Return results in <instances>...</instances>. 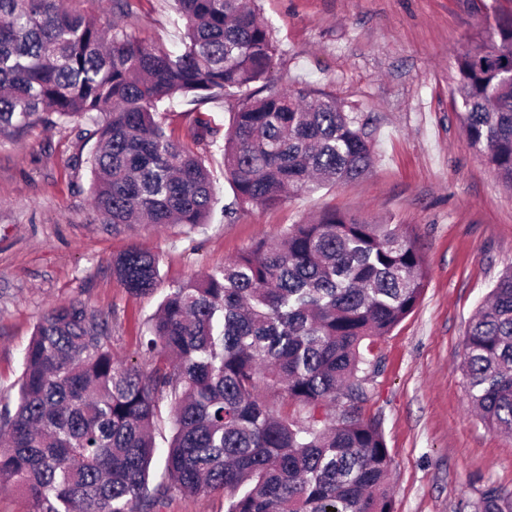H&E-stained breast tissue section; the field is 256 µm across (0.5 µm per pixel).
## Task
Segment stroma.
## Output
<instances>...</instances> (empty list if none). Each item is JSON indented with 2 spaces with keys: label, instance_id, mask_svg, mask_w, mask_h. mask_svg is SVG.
I'll use <instances>...</instances> for the list:
<instances>
[{
  "label": "stroma",
  "instance_id": "obj_1",
  "mask_svg": "<svg viewBox=\"0 0 512 512\" xmlns=\"http://www.w3.org/2000/svg\"><path fill=\"white\" fill-rule=\"evenodd\" d=\"M495 0H256L278 45L281 86H309L368 125L374 163L361 179L232 217L222 150L208 157L216 188L209 224L120 229L90 194L93 141L36 126L0 139V396L18 391L21 357L53 306L79 302L107 319L116 360L149 367L142 340L157 298L131 295L113 270L130 247L159 253L164 286L223 268L254 242L326 209L403 225L429 277L416 309L376 340L361 414L377 419L394 459L395 512H474L494 485L512 490V438L469 406L462 343L477 306L512 266V190L470 146L450 99L458 55L474 47ZM152 48L176 49L169 0H77ZM238 103L174 100L168 135L188 143L197 116L227 127Z\"/></svg>",
  "mask_w": 512,
  "mask_h": 512
}]
</instances>
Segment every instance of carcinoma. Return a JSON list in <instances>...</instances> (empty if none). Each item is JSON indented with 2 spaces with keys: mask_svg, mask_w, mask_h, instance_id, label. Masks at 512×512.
<instances>
[{
  "mask_svg": "<svg viewBox=\"0 0 512 512\" xmlns=\"http://www.w3.org/2000/svg\"><path fill=\"white\" fill-rule=\"evenodd\" d=\"M68 2L0 0V136L41 123L96 139L87 163L104 223H208L207 156L158 120L180 95L238 100L227 131L202 116L193 131L206 146L223 136L237 204L275 207L369 171L365 124L332 96L273 84L278 48L255 0H172L174 51ZM451 97L469 144L512 190V8L458 55ZM159 265L134 248L114 269L150 298ZM427 277L402 225L324 211L169 289L142 343L147 371L114 358L106 320L55 306L23 352L17 396L0 398V487L20 489L29 512H160L173 490L220 491L225 512H394L393 458L379 421L360 414L362 373ZM463 372L483 419L511 434L512 268L470 321ZM263 383L306 416L281 413ZM165 397L173 435L153 484ZM475 512H512V491L487 487Z\"/></svg>",
  "mask_w": 512,
  "mask_h": 512,
  "instance_id": "cac0c4a2",
  "label": "carcinoma"
}]
</instances>
